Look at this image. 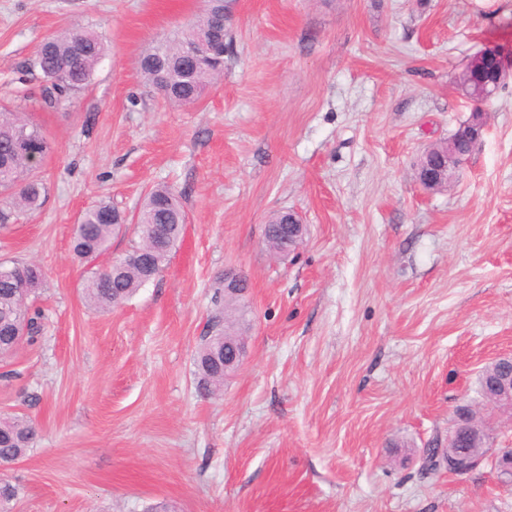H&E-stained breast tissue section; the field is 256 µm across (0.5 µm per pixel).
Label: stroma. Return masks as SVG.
Segmentation results:
<instances>
[{
    "label": "stroma",
    "mask_w": 512,
    "mask_h": 512,
    "mask_svg": "<svg viewBox=\"0 0 512 512\" xmlns=\"http://www.w3.org/2000/svg\"><path fill=\"white\" fill-rule=\"evenodd\" d=\"M203 0H0V105L42 41L103 35L90 85L27 110L51 152L47 198L0 228V262H34L48 321L0 359V416L32 419L0 465L13 512H512L491 462L427 474L470 406L494 449L512 412L477 393L512 356V77L448 189L416 163L468 120L454 78L486 46L512 53V0H236L224 73L197 104L164 102L137 61ZM158 185L186 223L160 275L122 306L82 280L72 227L107 201L135 218ZM295 210L288 257L264 226ZM249 281L246 357L217 397L193 357L224 271ZM288 214V222L279 224L282 219L281 213H276L271 216L268 224L273 225V234L271 237L266 239V245L271 252L276 255H282V250L286 246L284 241L283 224L288 225V229H291L290 239L295 243L304 238L306 232V225L303 222V218L300 214L294 211H284Z\"/></svg>",
    "instance_id": "obj_1"
}]
</instances>
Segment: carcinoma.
<instances>
[{
	"label": "carcinoma",
	"mask_w": 512,
	"mask_h": 512,
	"mask_svg": "<svg viewBox=\"0 0 512 512\" xmlns=\"http://www.w3.org/2000/svg\"><path fill=\"white\" fill-rule=\"evenodd\" d=\"M210 11L198 20L177 30L173 36L157 43L139 59L143 79L162 97L174 104L193 105L198 102L212 80L224 71V59L209 54L199 47L200 41L224 45V26L214 22L223 9L221 3L209 5ZM105 53L102 36L85 28H74L47 39L29 63L28 71L38 73L44 82L43 92L55 91L57 97L67 98L84 89ZM49 144L40 128L25 119L22 112L0 113V195L6 194L9 202L0 206V226L13 223L22 210L42 206L46 197L43 181L33 175V156L46 155ZM115 214V219L127 218L112 204L100 201L87 208L80 226L74 230L73 243L76 255L90 261L104 254L112 236L122 232V227L112 223L105 215ZM184 211L177 194L167 186L150 189L142 198L134 230L139 241L132 251L149 253L150 265L126 263L119 257L114 264L90 272L83 283L82 293L88 307L106 311L123 304L166 266L176 251L183 233ZM282 215L271 216L273 234L266 245L276 255L286 246ZM162 225L156 237L150 236L149 225ZM41 270L35 264L0 263V355L7 357L15 352L13 337L4 332H20L26 341L34 340L40 331L41 310L36 306V291L32 284H41ZM215 313L208 324L215 336H238L249 328L248 307L242 297L224 299L215 297ZM224 351L223 344L201 342L195 357L198 390L205 396L224 389V358H215ZM36 435L33 422L24 417L0 418V464H8L26 456ZM18 489L8 481H0V512H11Z\"/></svg>",
	"instance_id": "1"
}]
</instances>
